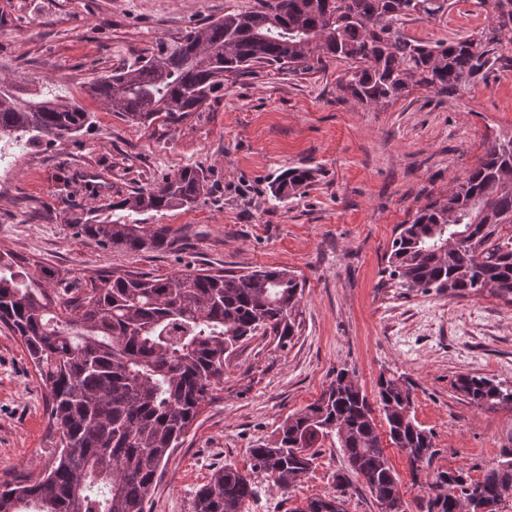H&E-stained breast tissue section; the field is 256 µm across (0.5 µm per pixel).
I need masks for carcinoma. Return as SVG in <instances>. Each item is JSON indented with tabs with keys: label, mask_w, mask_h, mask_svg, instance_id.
Segmentation results:
<instances>
[{
	"label": "carcinoma",
	"mask_w": 512,
	"mask_h": 512,
	"mask_svg": "<svg viewBox=\"0 0 512 512\" xmlns=\"http://www.w3.org/2000/svg\"><path fill=\"white\" fill-rule=\"evenodd\" d=\"M260 7L198 25L163 40L145 60L116 68L87 86L105 109L137 124L160 115L171 123L224 89V74L254 66L309 70L312 62L351 63L346 89L360 103L384 105L423 86L449 96L484 76L503 37L512 42V0H476L492 9L476 36L435 45L409 37V16L436 18L450 0H259ZM91 115L74 101L41 95L20 101L0 78V139L75 137ZM311 178L288 168L272 185L279 201ZM208 171L184 168L146 184L81 225L83 233L129 252L163 251L176 239L163 224L140 216L189 210L209 190ZM512 136L491 141L479 164L448 192L401 225L389 255V278L399 288L439 295L512 296ZM302 286L286 270L239 276L191 270L168 275L114 271L89 288L60 271L0 252V325L19 337L49 395V420L60 440L41 475L0 476V512H147L169 460L201 406L224 384V359L258 331L288 344L298 329ZM291 414L270 443L248 449L250 469L226 463L194 495V512H244L255 478L288 490L317 458L315 444L336 439L352 471L369 479L376 501L399 489L386 448H431L432 432L412 415L411 384L380 375L377 401L387 440L366 395L343 384ZM454 387L478 407L512 406V385L460 374ZM512 485V432L500 461L483 477L441 472L440 512H454L455 492L483 486L497 503Z\"/></svg>",
	"instance_id": "carcinoma-1"
}]
</instances>
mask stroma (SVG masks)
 <instances>
[{
    "instance_id": "1",
    "label": "stroma",
    "mask_w": 512,
    "mask_h": 512,
    "mask_svg": "<svg viewBox=\"0 0 512 512\" xmlns=\"http://www.w3.org/2000/svg\"><path fill=\"white\" fill-rule=\"evenodd\" d=\"M257 0H0V77L15 94L50 87L93 115L79 136L28 147L0 182V251L71 279L115 269L168 275L204 269L243 275L286 269L303 284L299 328L287 345L257 335L224 362V389L204 403L170 456L150 512H194L196 490L219 466L246 468L248 450L348 370L368 401L393 372L412 385V414L434 434L420 478L398 449L387 454L407 512H427L430 482L461 469L482 477L512 431V406L472 405L457 375L512 384V301L493 293L457 297L396 287L384 269L401 225L447 196L489 142L512 134V68L441 97L413 87L383 106L343 90L348 63L226 75L222 96L170 125L141 126L86 93L92 80L150 54L158 39L205 20L250 10ZM490 17L476 0H452L444 15L407 22L408 35L435 43L477 34ZM211 171V188L189 210L151 216L177 242L163 252H126L81 234L102 208L86 191L95 175L112 201L187 166ZM310 171L299 195L279 202L270 186L286 168ZM48 394L20 339L0 327V472L40 474L58 436ZM347 484L337 488V474ZM335 497L344 512H379L363 480L332 441L288 490L258 479L247 512H294Z\"/></svg>"
}]
</instances>
